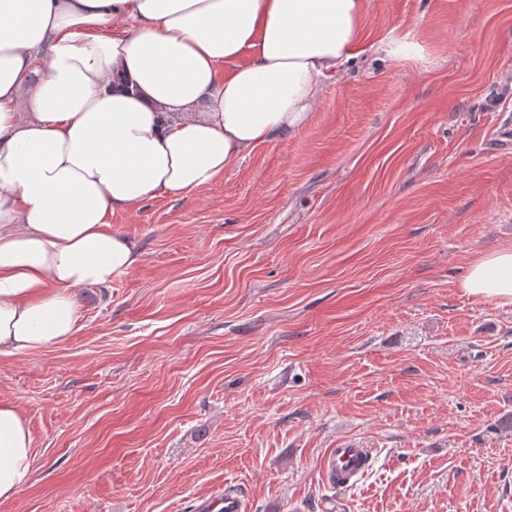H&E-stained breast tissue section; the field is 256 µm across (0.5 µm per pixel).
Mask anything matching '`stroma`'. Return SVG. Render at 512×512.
<instances>
[{"mask_svg": "<svg viewBox=\"0 0 512 512\" xmlns=\"http://www.w3.org/2000/svg\"><path fill=\"white\" fill-rule=\"evenodd\" d=\"M370 51L306 122L186 196L114 212L138 265L79 330L0 357L34 474L0 512H512V0H366ZM370 448L339 489L330 448ZM462 287L470 295L512 306V248L498 249L475 261Z\"/></svg>", "mask_w": 512, "mask_h": 512, "instance_id": "obj_1", "label": "stroma"}]
</instances>
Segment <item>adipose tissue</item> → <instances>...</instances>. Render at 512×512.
<instances>
[{
    "mask_svg": "<svg viewBox=\"0 0 512 512\" xmlns=\"http://www.w3.org/2000/svg\"><path fill=\"white\" fill-rule=\"evenodd\" d=\"M366 0H0V356L78 329L75 291L139 262L112 214L186 195L306 119L322 79L365 51ZM471 295L512 306V248ZM0 401V504L33 473Z\"/></svg>",
    "mask_w": 512,
    "mask_h": 512,
    "instance_id": "adipose-tissue-1",
    "label": "adipose tissue"
}]
</instances>
